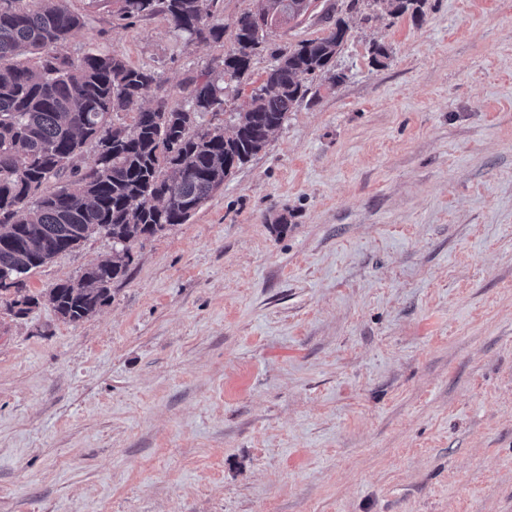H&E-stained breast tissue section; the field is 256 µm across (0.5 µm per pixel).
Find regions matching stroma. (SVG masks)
<instances>
[{
  "label": "stroma",
  "instance_id": "35a3bbf8",
  "mask_svg": "<svg viewBox=\"0 0 512 512\" xmlns=\"http://www.w3.org/2000/svg\"><path fill=\"white\" fill-rule=\"evenodd\" d=\"M348 4L269 36L346 18L344 81L134 244L98 313L0 300V512H512V0ZM68 7L61 53H117L182 106L260 3L218 0L223 42L194 44ZM111 253L92 234L26 289Z\"/></svg>",
  "mask_w": 512,
  "mask_h": 512
}]
</instances>
